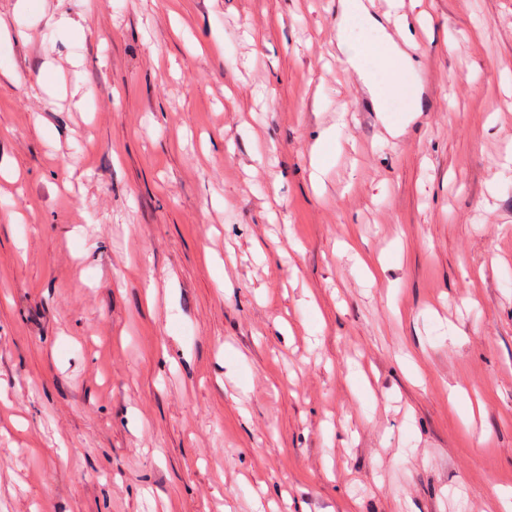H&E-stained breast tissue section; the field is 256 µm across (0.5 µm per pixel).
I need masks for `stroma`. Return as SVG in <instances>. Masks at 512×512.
<instances>
[{
  "mask_svg": "<svg viewBox=\"0 0 512 512\" xmlns=\"http://www.w3.org/2000/svg\"><path fill=\"white\" fill-rule=\"evenodd\" d=\"M363 2L0 0V512H506L512 0ZM368 39L364 37L363 41H359L356 44H349L345 49V59L342 62L351 69L360 75L366 82H368L373 90L374 98L378 99V93L376 92V87L373 85L369 75L362 69L360 65L361 56L368 52L372 48V46L367 42Z\"/></svg>",
  "mask_w": 512,
  "mask_h": 512,
  "instance_id": "1",
  "label": "stroma"
}]
</instances>
